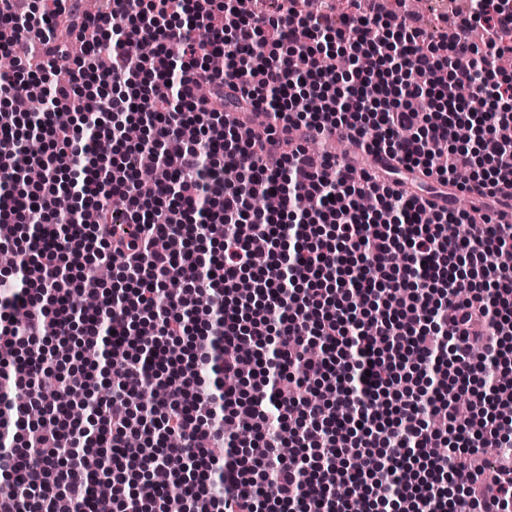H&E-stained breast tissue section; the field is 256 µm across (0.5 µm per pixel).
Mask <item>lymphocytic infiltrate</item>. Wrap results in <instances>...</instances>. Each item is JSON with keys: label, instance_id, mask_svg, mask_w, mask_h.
I'll use <instances>...</instances> for the list:
<instances>
[{"label": "lymphocytic infiltrate", "instance_id": "f902f5d3", "mask_svg": "<svg viewBox=\"0 0 512 512\" xmlns=\"http://www.w3.org/2000/svg\"><path fill=\"white\" fill-rule=\"evenodd\" d=\"M12 2L0 0V56L30 33L45 56L0 77V248L20 263L0 293V410L12 417L0 512H167L153 481L166 467L183 512H512V468L485 454L512 447L499 416L512 391L497 382L512 272L485 261L512 245V223L476 224L454 205L476 191L512 209V143L497 135L512 124L498 67L512 54V0H470L437 36L411 14L358 7L292 4L228 28L217 17L234 0H105L102 23L77 20L75 58L55 35L69 0ZM147 39L178 44L179 58L140 55ZM217 55L226 71L210 68ZM189 82L209 97H187ZM34 98L46 111H31ZM141 114L149 138L122 143ZM186 128L191 145L166 152ZM29 131L47 152L25 150ZM336 133L380 167L310 150ZM96 141L120 145L109 168L86 162ZM228 167L240 185L225 184ZM30 169L41 181L18 190ZM405 169L436 178L438 203L402 189ZM64 189L91 222L57 209ZM451 223L468 237L448 240ZM211 239L221 253L209 258ZM258 244L270 266L253 264ZM393 251L404 259L392 269ZM116 256L108 287L95 270ZM77 293L96 307L75 309ZM72 337L107 349L110 396L84 366L58 375L82 390L84 419L40 386L54 342ZM314 342L322 355L306 359ZM451 392L475 408L466 423Z\"/></svg>", "mask_w": 512, "mask_h": 512}]
</instances>
